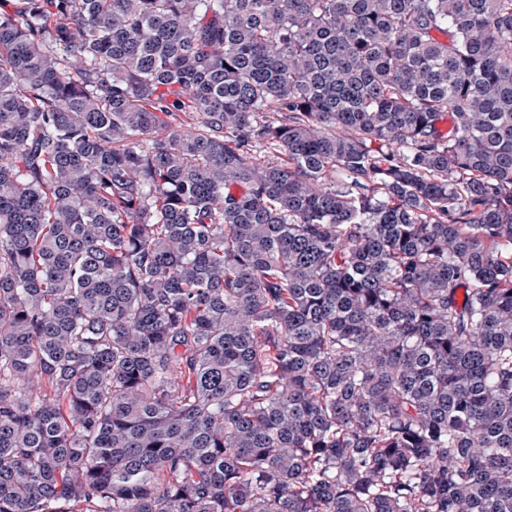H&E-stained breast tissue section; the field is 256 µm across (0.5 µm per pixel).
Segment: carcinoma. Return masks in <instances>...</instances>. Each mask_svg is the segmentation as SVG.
Instances as JSON below:
<instances>
[{
  "instance_id": "obj_1",
  "label": "carcinoma",
  "mask_w": 512,
  "mask_h": 512,
  "mask_svg": "<svg viewBox=\"0 0 512 512\" xmlns=\"http://www.w3.org/2000/svg\"><path fill=\"white\" fill-rule=\"evenodd\" d=\"M0 512H512V0H0Z\"/></svg>"
}]
</instances>
